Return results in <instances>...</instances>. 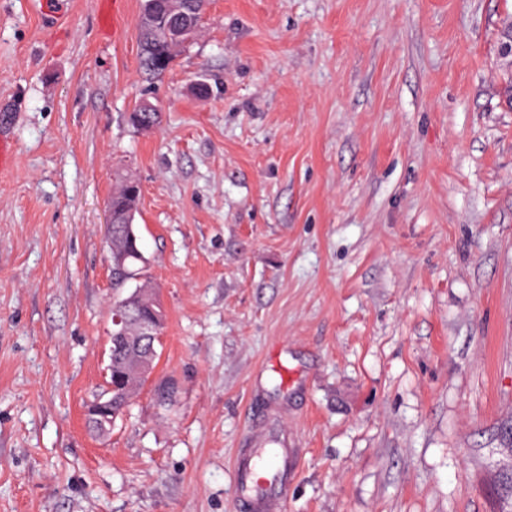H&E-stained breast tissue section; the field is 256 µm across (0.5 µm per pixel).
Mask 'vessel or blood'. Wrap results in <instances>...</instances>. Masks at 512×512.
<instances>
[{"label":"vessel or blood","mask_w":512,"mask_h":512,"mask_svg":"<svg viewBox=\"0 0 512 512\" xmlns=\"http://www.w3.org/2000/svg\"><path fill=\"white\" fill-rule=\"evenodd\" d=\"M273 434L255 437V446L238 453L234 466L235 497L242 512H280L292 485L293 461Z\"/></svg>","instance_id":"1"}]
</instances>
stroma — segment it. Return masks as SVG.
Listing matches in <instances>:
<instances>
[{
  "label": "stroma",
  "mask_w": 512,
  "mask_h": 512,
  "mask_svg": "<svg viewBox=\"0 0 512 512\" xmlns=\"http://www.w3.org/2000/svg\"><path fill=\"white\" fill-rule=\"evenodd\" d=\"M140 7L0 0V512H237L265 429L281 512H512V0H209L153 80ZM127 177L166 320L103 441ZM252 442L258 448L240 450L233 463L235 497L245 512H279L292 485V458L288 448L272 447V431Z\"/></svg>",
  "instance_id": "35a3bbf8"
}]
</instances>
